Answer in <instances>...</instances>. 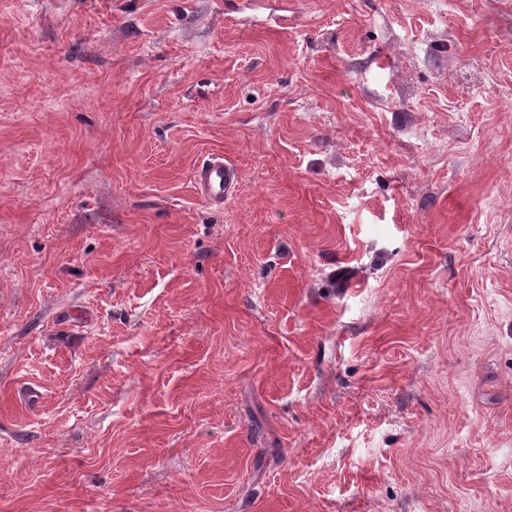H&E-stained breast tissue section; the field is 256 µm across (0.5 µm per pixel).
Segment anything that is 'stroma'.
<instances>
[{
  "instance_id": "35a3bbf8",
  "label": "stroma",
  "mask_w": 512,
  "mask_h": 512,
  "mask_svg": "<svg viewBox=\"0 0 512 512\" xmlns=\"http://www.w3.org/2000/svg\"><path fill=\"white\" fill-rule=\"evenodd\" d=\"M0 512H512V0H0ZM193 182L202 199L222 204L235 192L238 174L232 164L224 162V157L214 156L194 170Z\"/></svg>"
}]
</instances>
